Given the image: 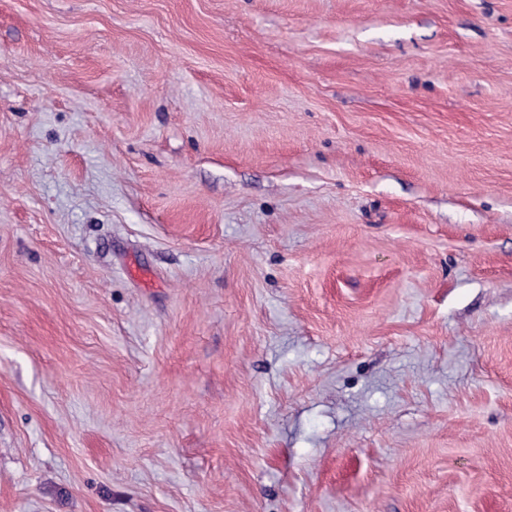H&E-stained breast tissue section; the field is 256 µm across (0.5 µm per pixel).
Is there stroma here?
Segmentation results:
<instances>
[{
  "mask_svg": "<svg viewBox=\"0 0 512 512\" xmlns=\"http://www.w3.org/2000/svg\"><path fill=\"white\" fill-rule=\"evenodd\" d=\"M0 512H512V0H0Z\"/></svg>",
  "mask_w": 512,
  "mask_h": 512,
  "instance_id": "obj_1",
  "label": "stroma"
}]
</instances>
